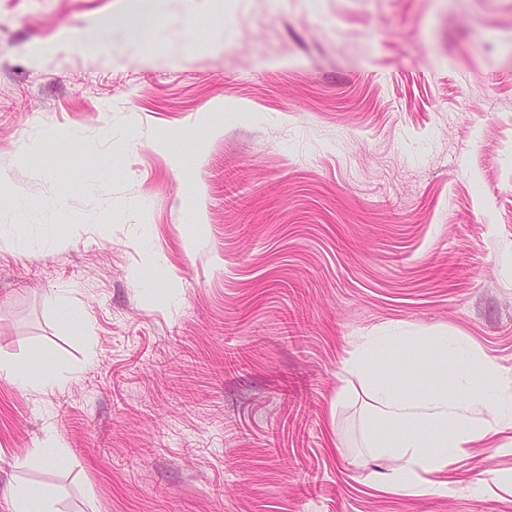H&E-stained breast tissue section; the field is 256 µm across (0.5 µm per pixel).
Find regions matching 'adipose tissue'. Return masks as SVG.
<instances>
[{
	"label": "adipose tissue",
	"mask_w": 512,
	"mask_h": 512,
	"mask_svg": "<svg viewBox=\"0 0 512 512\" xmlns=\"http://www.w3.org/2000/svg\"><path fill=\"white\" fill-rule=\"evenodd\" d=\"M376 342L372 336L354 342L339 374L348 381L359 379L374 397L369 417L382 425L383 434L373 451L396 462L390 471L378 473L379 483L401 492H439L431 474L447 470L472 443L495 442L512 428V376L490 359L469 355L462 338L438 336L429 342L437 360L466 359L457 377L458 392H449L442 382L423 393L406 392L369 371Z\"/></svg>",
	"instance_id": "adipose-tissue-1"
}]
</instances>
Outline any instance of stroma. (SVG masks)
<instances>
[{"instance_id":"1","label":"stroma","mask_w":512,"mask_h":512,"mask_svg":"<svg viewBox=\"0 0 512 512\" xmlns=\"http://www.w3.org/2000/svg\"><path fill=\"white\" fill-rule=\"evenodd\" d=\"M385 328L512 373V0H0V360L67 376L0 377V512H512L480 442L376 485ZM428 345L436 359L446 364L448 354L458 359L461 355H466L470 349L465 340L459 337L448 339V336H436L435 339L428 341ZM0 376H5L24 388L45 390L58 381L59 372L47 365L30 367L1 361ZM54 492L43 485H16L9 491L13 512H54Z\"/></svg>"}]
</instances>
